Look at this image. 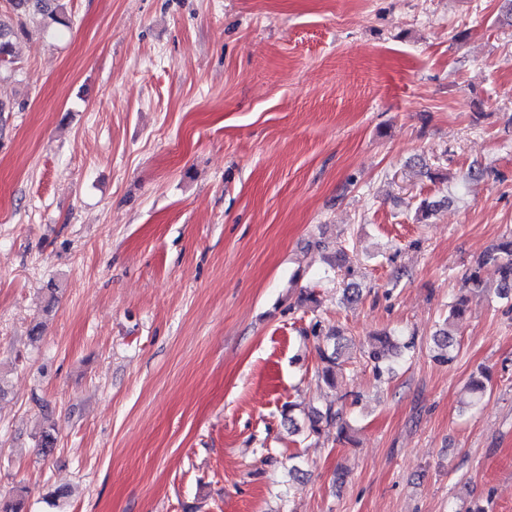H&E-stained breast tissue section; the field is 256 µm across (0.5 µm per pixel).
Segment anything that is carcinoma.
Segmentation results:
<instances>
[{"label":"carcinoma","instance_id":"1","mask_svg":"<svg viewBox=\"0 0 512 512\" xmlns=\"http://www.w3.org/2000/svg\"><path fill=\"white\" fill-rule=\"evenodd\" d=\"M8 5L6 11H0V65L13 63L15 45L21 37L27 35L28 24L69 26L64 0H8ZM488 264L496 266L500 274L498 295L512 299V234L502 237L498 243L477 258L469 275V281L473 285L480 286L481 269ZM466 310L467 298L463 296L449 303L448 317L432 336L435 360L451 364L456 359L459 347L451 328L463 321ZM311 332L316 341L319 359L318 379L326 387L333 389L336 386V375L341 370L339 359L348 348V340L339 329L325 331L318 322L312 326ZM415 349V337L396 332H382L371 336L361 346L359 353L372 366L375 377L380 379L392 373V362L413 357ZM487 380L489 375L482 371L480 376L469 381L467 389L472 396V403L477 404L483 398L487 391ZM308 420V430L315 434L320 433L323 426L336 425L341 434L346 429L343 409L336 407L332 402L326 403L321 409L311 411Z\"/></svg>","mask_w":512,"mask_h":512}]
</instances>
